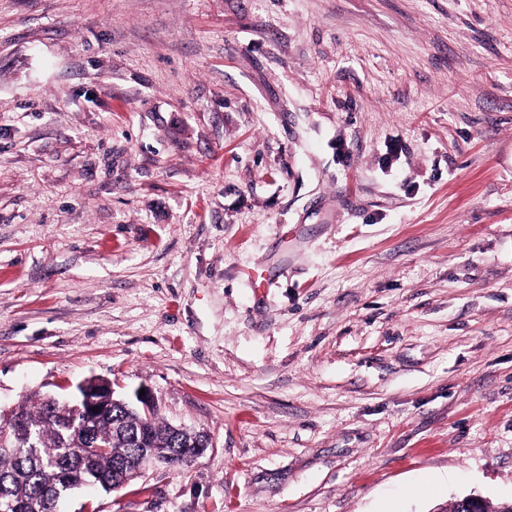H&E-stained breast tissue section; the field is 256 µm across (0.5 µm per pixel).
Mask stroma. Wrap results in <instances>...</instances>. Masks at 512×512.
<instances>
[{
  "label": "stroma",
  "instance_id": "1",
  "mask_svg": "<svg viewBox=\"0 0 512 512\" xmlns=\"http://www.w3.org/2000/svg\"><path fill=\"white\" fill-rule=\"evenodd\" d=\"M89 379L213 446L59 512L512 498V0H0V416Z\"/></svg>",
  "mask_w": 512,
  "mask_h": 512
}]
</instances>
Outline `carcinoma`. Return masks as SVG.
<instances>
[{"instance_id": "obj_1", "label": "carcinoma", "mask_w": 512, "mask_h": 512, "mask_svg": "<svg viewBox=\"0 0 512 512\" xmlns=\"http://www.w3.org/2000/svg\"><path fill=\"white\" fill-rule=\"evenodd\" d=\"M29 427L30 436H12L11 444L21 445L14 452L0 451V500L34 503L37 512H56V503L67 494L57 483L58 467L68 461L85 466L100 476L121 485L123 474L146 461L154 448L183 453L203 444L204 432L179 431L152 414L109 405L106 414L93 423L92 436L103 449L90 456L84 454V428L81 417L69 413L74 427H63L62 410L46 398L32 408L20 407L13 413ZM34 439L37 447L24 444ZM475 512H512V499L490 501L486 498L474 506Z\"/></svg>"}]
</instances>
